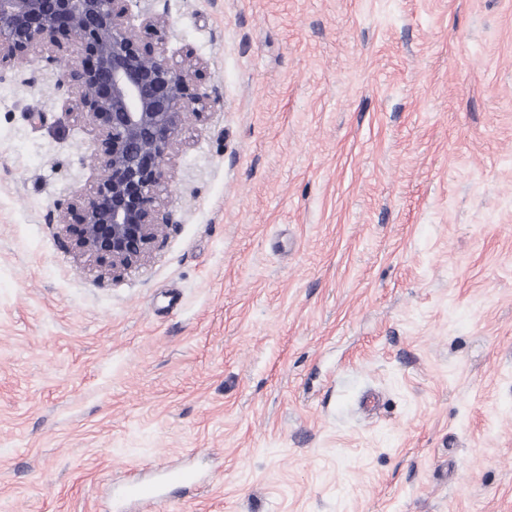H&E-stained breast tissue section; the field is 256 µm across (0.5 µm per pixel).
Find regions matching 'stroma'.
<instances>
[{"mask_svg": "<svg viewBox=\"0 0 512 512\" xmlns=\"http://www.w3.org/2000/svg\"><path fill=\"white\" fill-rule=\"evenodd\" d=\"M128 7L208 109L116 278L49 221L71 45L0 66V512H512V0ZM169 483L192 484L194 483V477L186 470L167 468L161 471L159 484L134 487L130 490V493L140 497L147 506L152 507L162 495L161 486Z\"/></svg>", "mask_w": 512, "mask_h": 512, "instance_id": "1", "label": "stroma"}]
</instances>
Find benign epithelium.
Masks as SVG:
<instances>
[{
    "instance_id": "7a95c632",
    "label": "benign epithelium",
    "mask_w": 512,
    "mask_h": 512,
    "mask_svg": "<svg viewBox=\"0 0 512 512\" xmlns=\"http://www.w3.org/2000/svg\"><path fill=\"white\" fill-rule=\"evenodd\" d=\"M141 43L126 0H0V64L35 52L79 49L59 80L67 110L98 131L99 172L89 192L55 206L49 221L64 226L66 246L101 263L102 275L140 264L178 223L154 205L175 142L190 114L205 111L199 63L175 65L165 47V18L147 12Z\"/></svg>"
}]
</instances>
